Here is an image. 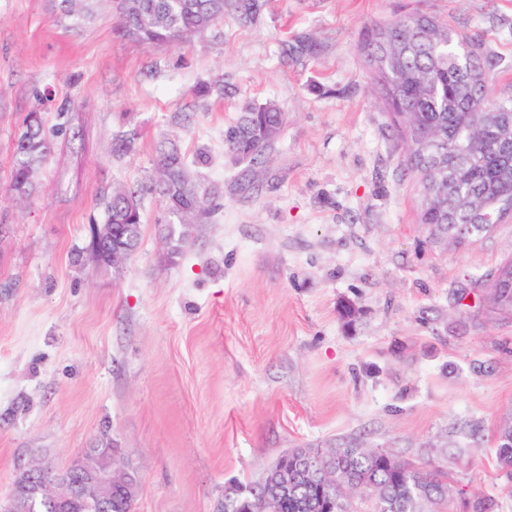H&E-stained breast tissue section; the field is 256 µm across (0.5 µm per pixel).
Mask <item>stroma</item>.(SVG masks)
I'll return each mask as SVG.
<instances>
[{"label":"stroma","instance_id":"obj_1","mask_svg":"<svg viewBox=\"0 0 512 512\" xmlns=\"http://www.w3.org/2000/svg\"><path fill=\"white\" fill-rule=\"evenodd\" d=\"M410 13L477 37L491 94L512 97V0H265L188 46L120 38L111 0L79 21L56 0H0L1 500L29 458L55 473L115 445L140 476L134 512H234L288 449L364 447L436 463L458 498L512 512L493 453L512 316L486 299L512 220L464 243L419 221L362 50L370 25ZM215 77L223 92L196 98ZM269 103L286 121L251 166L224 135ZM31 112L67 131L18 199ZM123 131L134 152L115 151ZM169 138L217 191L212 217L175 255L145 197L135 253L98 263L91 221Z\"/></svg>","mask_w":512,"mask_h":512}]
</instances>
